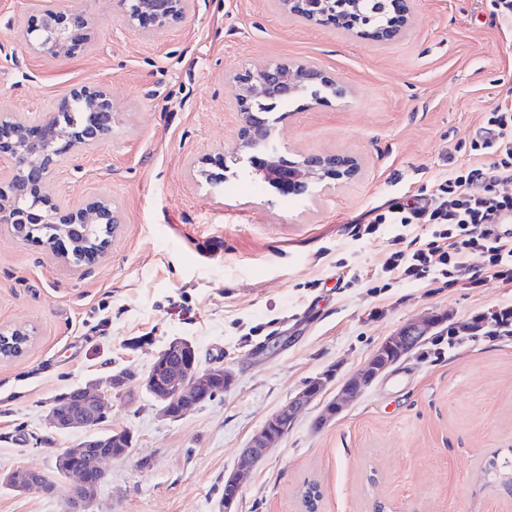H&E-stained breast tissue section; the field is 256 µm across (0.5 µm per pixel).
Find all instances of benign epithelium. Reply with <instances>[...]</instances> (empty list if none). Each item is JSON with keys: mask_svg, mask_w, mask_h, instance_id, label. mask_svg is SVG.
<instances>
[{"mask_svg": "<svg viewBox=\"0 0 512 512\" xmlns=\"http://www.w3.org/2000/svg\"><path fill=\"white\" fill-rule=\"evenodd\" d=\"M361 0H279L288 14L318 23L337 13L348 17L353 27L373 30L381 40H389L401 32L403 0H393L394 16L383 24L359 7ZM127 26L138 33L152 24L161 26L171 19L186 14L190 0H120ZM40 28L28 31V41L37 53L53 57L70 53L76 32L89 29L90 21L81 12L69 14L46 9ZM238 83V112L240 128V159L245 161L263 178L279 182L280 188L295 196L307 194L311 188L326 179L350 178L357 173V163L340 155L309 154L300 162L268 151L273 126L261 112L251 108L257 97L296 99L308 89L320 85L343 97L348 89L339 81L327 79L313 67L287 64H267L251 72L234 76ZM80 102L89 112L90 120L82 129L76 145L88 148L106 140L112 133V99L102 87L75 89L59 111L69 110L70 102ZM57 114L50 113L36 119H26L8 109H0V157L8 161L0 173V223L10 226L13 234L21 239H35L34 228L52 224L62 229L60 238L78 224H95L110 231L115 223L112 202L99 198L92 203L62 207L53 202L47 193L49 179L60 160L55 142L68 138L67 130L56 121ZM106 241L100 238L86 243L87 251L80 262L90 269L104 253ZM448 323L445 314H429L408 323L387 336L370 357L340 385L336 396L324 406L318 420L322 426L339 414L366 388L382 377L399 359L415 347L425 343L434 332ZM30 334L23 327L0 326V359L16 358L23 354ZM334 378L328 370L307 380L303 389L287 404L273 413L261 431L242 449L236 470L224 478V512H233L238 497L240 477L257 467L269 448L287 432L285 421H294L311 401L321 397ZM230 370L218 366L203 369L199 365L194 344L185 338H174L153 358L144 374L133 368L113 372L106 379L92 380L77 387L74 397L53 402L47 412L49 425L60 431L84 430L80 443L65 448L57 460L66 478L72 480L68 490V512H89L97 491L106 479L102 468L105 460L121 459L129 455L132 437L127 431L97 433L95 428L105 416L107 406L100 388L120 393L127 384L137 380L151 397L160 416L179 420L194 411L207 398H215L219 389L234 382ZM88 460L97 473L92 480L79 460ZM31 470L18 469L0 477V485L21 492H45L47 488L29 481Z\"/></svg>", "mask_w": 512, "mask_h": 512, "instance_id": "7a95c632", "label": "benign epithelium"}]
</instances>
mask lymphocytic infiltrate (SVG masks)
Instances as JSON below:
<instances>
[{
	"label": "lymphocytic infiltrate",
	"instance_id": "f902f5d3",
	"mask_svg": "<svg viewBox=\"0 0 512 512\" xmlns=\"http://www.w3.org/2000/svg\"><path fill=\"white\" fill-rule=\"evenodd\" d=\"M484 133L472 143L480 156L468 172L450 171L439 183L438 204L413 199L379 211L371 220L355 225V237L378 234L383 225H425L426 236H393L379 278L419 284L442 283L454 287L460 280L478 286L482 275L512 282V234L498 233L499 224L512 219V197L498 195L493 186L512 181V104L487 112ZM478 253L486 265L470 270L468 258Z\"/></svg>",
	"mask_w": 512,
	"mask_h": 512
}]
</instances>
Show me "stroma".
Here are the masks:
<instances>
[{"label":"stroma","mask_w":512,"mask_h":512,"mask_svg":"<svg viewBox=\"0 0 512 512\" xmlns=\"http://www.w3.org/2000/svg\"><path fill=\"white\" fill-rule=\"evenodd\" d=\"M91 21V43L54 58L23 39L44 0H0V107L36 118L75 88L101 86L112 134L64 156L48 192L61 206L107 197L119 224L90 270L0 224V325L28 351L0 361V472L55 477L50 494L0 486V512H66L55 458L83 437L46 422L53 400L130 367L143 372L175 337L233 384L177 421L150 397L106 394L103 432L129 430V457L105 462L90 512H218L224 479L266 419L304 383L333 386L393 331L429 313L469 322L512 308V283L485 278L377 289L391 224L355 239L377 206L433 199L474 161L485 112L512 96V24L497 0H408L401 37L308 23L277 0H192L147 35L119 0H54ZM267 63L310 65L348 87L279 108L272 145L288 159L347 156L357 173L284 197L236 161L239 88ZM223 171L211 183L199 168ZM306 407L243 477L235 512H512V336L449 347L435 337L335 420Z\"/></svg>","instance_id":"1"}]
</instances>
